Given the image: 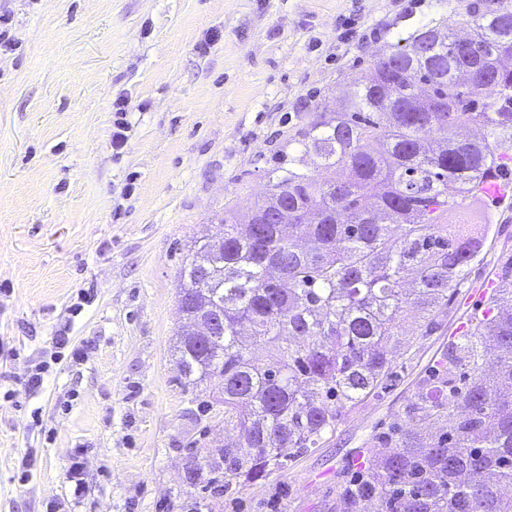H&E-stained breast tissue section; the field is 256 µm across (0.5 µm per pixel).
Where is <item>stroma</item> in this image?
<instances>
[{"label":"stroma","mask_w":512,"mask_h":512,"mask_svg":"<svg viewBox=\"0 0 512 512\" xmlns=\"http://www.w3.org/2000/svg\"><path fill=\"white\" fill-rule=\"evenodd\" d=\"M477 0H0V512H336L352 469L399 419L447 336L423 341L380 397L320 448L231 492L187 471L237 432L198 412L174 345L191 242L248 211L289 138L388 45ZM130 103L112 149V103ZM495 216L458 314L512 256V207L468 198L449 221ZM84 353L52 362L55 339ZM47 361L42 385L29 370ZM13 398H6V391ZM30 477L19 481L22 458ZM82 462L83 491L68 481Z\"/></svg>","instance_id":"obj_1"}]
</instances>
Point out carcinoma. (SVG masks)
<instances>
[{"mask_svg":"<svg viewBox=\"0 0 512 512\" xmlns=\"http://www.w3.org/2000/svg\"><path fill=\"white\" fill-rule=\"evenodd\" d=\"M467 24L475 48L449 18L425 25L349 79L330 117L323 107L299 140L318 169H272L253 208L285 206L288 223L244 230L226 206L224 248L194 242L179 299L189 321L223 304L224 330L182 331L175 353L183 385L219 381L224 426L240 438L195 466L190 483L206 470L241 485L272 474L286 448L320 447L386 388L394 348L412 356L448 327L489 239L488 225L450 224L448 211L507 171L512 152V0L475 8ZM475 69L488 79L472 80ZM469 124L485 134L458 139ZM493 268L498 288L468 316L470 330L448 338L337 512H512L501 492L512 486V257Z\"/></svg>","mask_w":512,"mask_h":512,"instance_id":"cac0c4a2","label":"carcinoma"}]
</instances>
